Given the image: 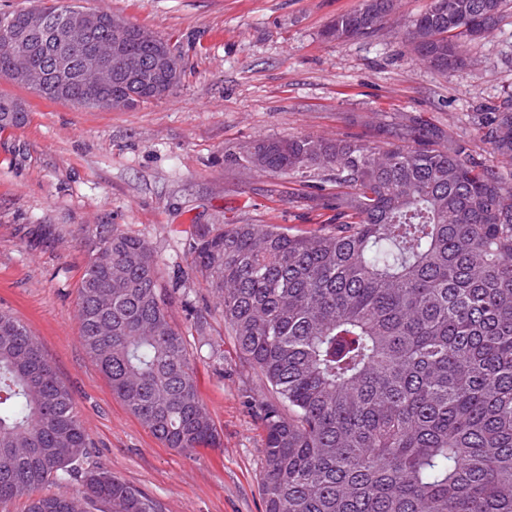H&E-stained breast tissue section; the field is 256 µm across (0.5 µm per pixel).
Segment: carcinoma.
Masks as SVG:
<instances>
[{
    "mask_svg": "<svg viewBox=\"0 0 512 512\" xmlns=\"http://www.w3.org/2000/svg\"><path fill=\"white\" fill-rule=\"evenodd\" d=\"M393 0H363L328 37L369 35ZM503 0H431L408 38L434 70L466 61L481 17ZM67 0L0 15V35L80 14ZM34 35L18 41L28 71L48 73ZM126 51L148 58L151 35ZM112 83V108L169 93ZM71 96L95 108L92 87ZM386 147L310 135L252 143L232 164L334 177L336 223L305 234L273 224L203 231L190 270L220 297L245 365L274 401L251 405L263 429L264 512H512V183L467 145L415 121ZM483 141L512 162V92L488 108ZM78 285L81 345L112 394L166 447L220 443L184 336L169 319L156 257L98 224ZM91 441L70 390L35 336L0 311V504L27 512H160L100 468L78 469ZM79 476L72 496L30 493Z\"/></svg>",
    "mask_w": 512,
    "mask_h": 512,
    "instance_id": "cac0c4a2",
    "label": "carcinoma"
}]
</instances>
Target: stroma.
Returning a JSON list of instances; mask_svg holds the SVG:
<instances>
[{"label":"stroma","mask_w":512,"mask_h":512,"mask_svg":"<svg viewBox=\"0 0 512 512\" xmlns=\"http://www.w3.org/2000/svg\"><path fill=\"white\" fill-rule=\"evenodd\" d=\"M363 0H79L167 39L182 65L166 96L130 109L47 101L0 76V98L28 121L0 129V309L38 339L70 389L101 467L161 512H264L263 430L249 409L268 398L224 327L221 302L189 269L199 229L277 224L304 233L336 221L335 181L225 164L253 141L311 135L380 141L418 119L467 142L488 165L512 162L481 138L483 106L512 91V0L496 27L466 42L463 69H431L406 34L430 0H396L387 25L336 42L325 31ZM324 196L328 207L313 206ZM117 225L145 241L185 336L220 444L165 447L112 394L80 345L77 285L84 234Z\"/></svg>","instance_id":"obj_1"}]
</instances>
